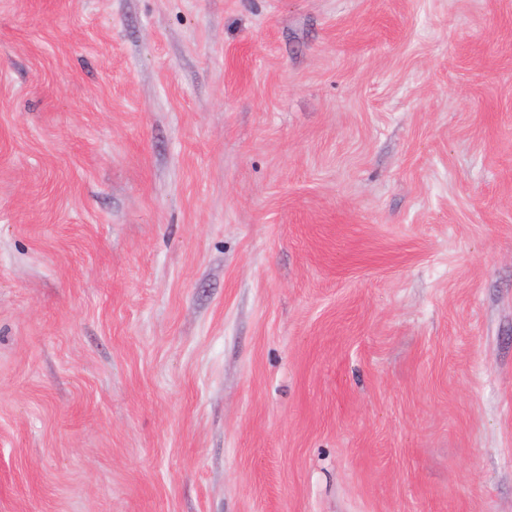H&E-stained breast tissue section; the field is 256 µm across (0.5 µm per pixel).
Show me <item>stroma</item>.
Listing matches in <instances>:
<instances>
[{"mask_svg": "<svg viewBox=\"0 0 512 512\" xmlns=\"http://www.w3.org/2000/svg\"><path fill=\"white\" fill-rule=\"evenodd\" d=\"M0 512H512V0H0Z\"/></svg>", "mask_w": 512, "mask_h": 512, "instance_id": "obj_1", "label": "stroma"}]
</instances>
